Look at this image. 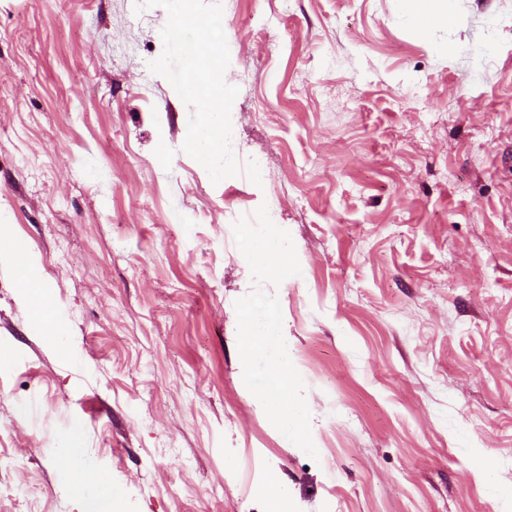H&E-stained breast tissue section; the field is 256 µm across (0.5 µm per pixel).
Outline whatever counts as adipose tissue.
Here are the masks:
<instances>
[{
  "label": "adipose tissue",
  "instance_id": "ef3b65f1",
  "mask_svg": "<svg viewBox=\"0 0 512 512\" xmlns=\"http://www.w3.org/2000/svg\"><path fill=\"white\" fill-rule=\"evenodd\" d=\"M0 250L12 255L13 280L30 310L32 327L45 336L63 359L74 356L62 315L41 276L23 258L24 246L11 230L7 217L0 215ZM83 430L72 425L53 451L58 484L75 495L78 512H113L116 492L111 477L88 463Z\"/></svg>",
  "mask_w": 512,
  "mask_h": 512
}]
</instances>
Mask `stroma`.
<instances>
[{"label":"stroma","instance_id":"1","mask_svg":"<svg viewBox=\"0 0 512 512\" xmlns=\"http://www.w3.org/2000/svg\"><path fill=\"white\" fill-rule=\"evenodd\" d=\"M138 2L0 0V212L74 347L0 258V512H77L51 457L76 422L120 512H266L273 476L288 512H512V0L427 30L397 0H222L258 185L182 151ZM263 204L313 457L243 381L233 224ZM3 246V249H2ZM14 256L13 280L23 301L30 310L32 327L45 336L64 360H71L74 352L69 333L52 294L36 270L23 259L24 246L11 230V222L0 215V254Z\"/></svg>","mask_w":512,"mask_h":512}]
</instances>
